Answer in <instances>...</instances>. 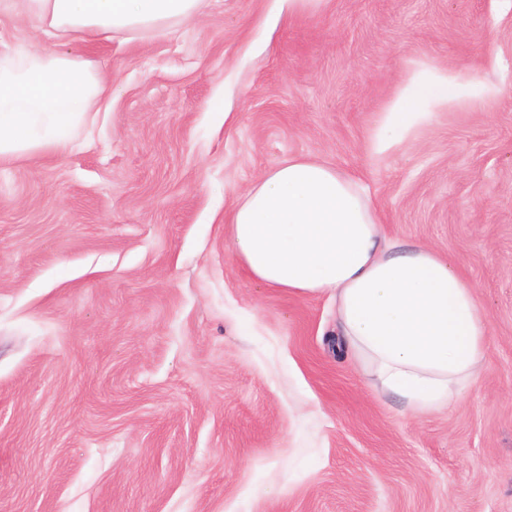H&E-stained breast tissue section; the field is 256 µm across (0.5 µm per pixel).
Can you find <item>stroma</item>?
<instances>
[{"instance_id": "obj_1", "label": "stroma", "mask_w": 512, "mask_h": 512, "mask_svg": "<svg viewBox=\"0 0 512 512\" xmlns=\"http://www.w3.org/2000/svg\"><path fill=\"white\" fill-rule=\"evenodd\" d=\"M80 52L93 123L0 168V512H512V0H208ZM421 60L505 91L372 158ZM308 155L475 284L486 361L448 409L374 394L327 297L236 261L225 212Z\"/></svg>"}]
</instances>
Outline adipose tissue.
Returning a JSON list of instances; mask_svg holds the SVG:
<instances>
[{"instance_id": "ef3b65f1", "label": "adipose tissue", "mask_w": 512, "mask_h": 512, "mask_svg": "<svg viewBox=\"0 0 512 512\" xmlns=\"http://www.w3.org/2000/svg\"><path fill=\"white\" fill-rule=\"evenodd\" d=\"M204 0H0V18L30 17L38 33L0 51V166L64 153L98 111L108 87L82 55L46 46L85 44L113 33L162 34L200 14ZM499 93L481 67L413 71L379 112L367 138L382 157L455 104L481 108ZM234 255L257 283L336 304L340 345L372 389L408 412L450 407L479 377L487 315L474 285L422 243L386 239L369 187L309 157L262 173L226 215Z\"/></svg>"}]
</instances>
